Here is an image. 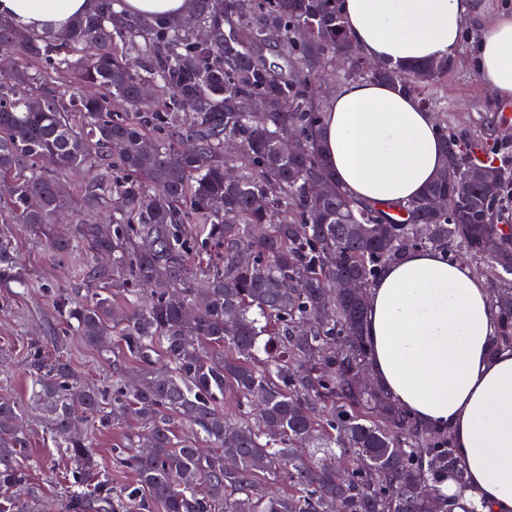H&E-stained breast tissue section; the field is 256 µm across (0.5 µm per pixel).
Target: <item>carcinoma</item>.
Masks as SVG:
<instances>
[{
  "instance_id": "cac0c4a2",
  "label": "carcinoma",
  "mask_w": 512,
  "mask_h": 512,
  "mask_svg": "<svg viewBox=\"0 0 512 512\" xmlns=\"http://www.w3.org/2000/svg\"><path fill=\"white\" fill-rule=\"evenodd\" d=\"M121 2L99 0L62 41L51 28L29 33L0 18V52L25 60L0 78V177L11 179L0 224L43 234L55 256L89 253L80 276L92 291L58 296L54 343L76 336L103 350L116 336L145 363L135 386L118 384L110 396L66 358L31 364V402L70 462L56 512H452L436 489L444 475L463 479L450 434L417 423L380 387L360 386L365 306L328 289L351 278L368 289L409 251L469 256L476 275L490 271L495 346L512 347V304L503 305L512 299V160L493 166V181L460 191L448 172L479 165L443 128L447 161L420 198L358 205L319 155L325 111L312 92L338 53L351 78L414 95L450 60L367 69L339 0H254L246 13L233 0H195L206 42L181 21L123 18ZM305 26L307 41L298 37ZM154 95L167 97L166 112L151 111ZM287 134L301 144L294 155L280 150ZM226 142L237 153H225ZM93 168L102 172L76 189L65 179ZM313 181L324 196L309 198ZM435 195L448 197L447 210L429 209ZM256 196L266 209L252 207ZM67 198L79 213L110 210L112 223L78 217L57 230ZM211 244L218 252L198 290L191 262ZM243 251L253 255L248 267ZM104 254L110 261L98 260ZM14 267V240L0 233V272ZM128 416L144 431L142 449L132 441L124 457L139 487L116 493L91 451L94 436L71 425L108 428ZM176 417L192 436L175 433ZM21 421L18 402L1 397L0 512H42L18 462L29 442ZM199 435L210 452H200ZM304 443L311 451L301 456ZM335 455L347 462L340 476L324 464ZM227 457L235 467H224Z\"/></svg>"
}]
</instances>
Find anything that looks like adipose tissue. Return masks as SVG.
Listing matches in <instances>:
<instances>
[{
	"instance_id": "1",
	"label": "adipose tissue",
	"mask_w": 512,
	"mask_h": 512,
	"mask_svg": "<svg viewBox=\"0 0 512 512\" xmlns=\"http://www.w3.org/2000/svg\"><path fill=\"white\" fill-rule=\"evenodd\" d=\"M96 0H0V17L29 32L61 30ZM468 0H342L347 33L379 63L415 64L456 54ZM469 61L497 101L512 102V13L474 39ZM331 173L355 201L419 198L446 161L436 117L398 86L360 80L326 105L318 136ZM487 282L440 250L404 254L369 291L365 334L374 381L419 424L450 433L463 482L441 494L478 512H512V347L497 348Z\"/></svg>"
}]
</instances>
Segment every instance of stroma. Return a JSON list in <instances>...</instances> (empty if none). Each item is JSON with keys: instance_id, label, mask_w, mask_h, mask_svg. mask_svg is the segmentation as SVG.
<instances>
[{"instance_id": "stroma-1", "label": "stroma", "mask_w": 512, "mask_h": 512, "mask_svg": "<svg viewBox=\"0 0 512 512\" xmlns=\"http://www.w3.org/2000/svg\"><path fill=\"white\" fill-rule=\"evenodd\" d=\"M468 53V47H461L448 72L425 86L422 94L433 100L438 125L447 127L476 151H488L496 145L512 148V105L497 102L483 89L467 64ZM12 232L19 249L18 270L27 285L17 287L9 274L0 273V394L11 395L22 408L30 437L20 462L32 473L33 493L49 505L67 494L64 474L70 464L60 450L49 447L43 439L41 416L30 400L28 363L35 349H51L53 336L60 332L52 300L59 291L78 288L73 272L84 265L87 256L77 248L61 262L47 250L41 236L17 225ZM66 351L87 383L111 389L116 375L111 361L98 350L74 339ZM134 431V425L122 422L95 440L98 465L117 490L134 481L133 473L117 462L115 454Z\"/></svg>"}]
</instances>
